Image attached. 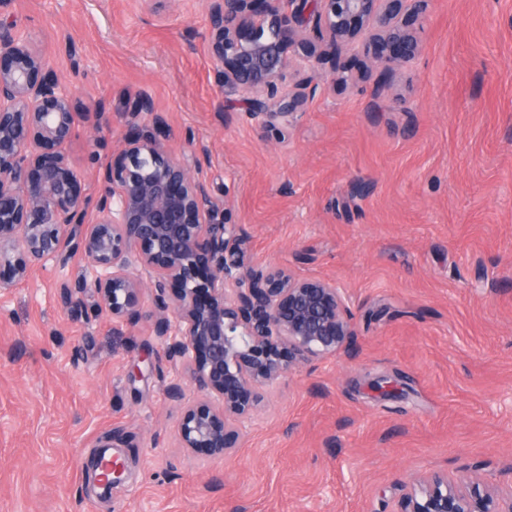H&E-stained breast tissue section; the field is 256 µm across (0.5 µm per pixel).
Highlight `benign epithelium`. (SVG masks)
Instances as JSON below:
<instances>
[{
    "label": "benign epithelium",
    "instance_id": "obj_1",
    "mask_svg": "<svg viewBox=\"0 0 512 512\" xmlns=\"http://www.w3.org/2000/svg\"><path fill=\"white\" fill-rule=\"evenodd\" d=\"M429 2L208 0L210 56L250 111L285 128L307 105L287 73L319 76L322 61L346 44L384 72L409 63ZM135 111L152 126L125 136L89 222L67 147L78 127L100 129L104 112L78 107L49 61L0 25V291L79 254L94 276L79 288L60 283L63 307L132 325L151 285L153 335L170 358L189 363L206 396L181 417L182 447L228 457L264 388L313 358L349 353L353 317L335 283L253 266L238 225L191 175L193 160L165 149L150 97ZM397 512H512V491L493 497L472 477L435 474L412 483Z\"/></svg>",
    "mask_w": 512,
    "mask_h": 512
}]
</instances>
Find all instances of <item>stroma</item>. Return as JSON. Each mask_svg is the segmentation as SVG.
<instances>
[{"label": "stroma", "instance_id": "1", "mask_svg": "<svg viewBox=\"0 0 512 512\" xmlns=\"http://www.w3.org/2000/svg\"><path fill=\"white\" fill-rule=\"evenodd\" d=\"M0 15L103 108L67 147L88 199L149 95L252 264L335 281L356 327L349 355L267 389L232 457L192 454L177 428L203 394L149 320L72 317L56 287L84 257L34 272L0 293V512H396L433 471L512 487V0H432L422 52L385 75L339 51L281 131L225 91L205 0ZM115 432L128 474L101 498L88 465Z\"/></svg>", "mask_w": 512, "mask_h": 512}]
</instances>
